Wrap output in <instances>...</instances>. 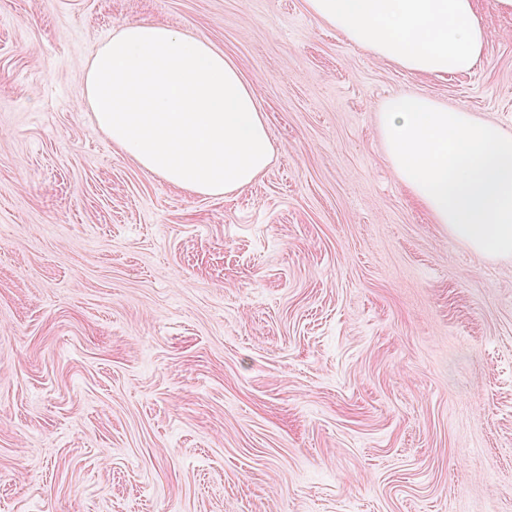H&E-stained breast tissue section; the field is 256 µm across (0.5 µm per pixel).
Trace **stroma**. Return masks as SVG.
<instances>
[{
    "instance_id": "1",
    "label": "stroma",
    "mask_w": 512,
    "mask_h": 512,
    "mask_svg": "<svg viewBox=\"0 0 512 512\" xmlns=\"http://www.w3.org/2000/svg\"><path fill=\"white\" fill-rule=\"evenodd\" d=\"M444 78L304 0H0V512H512V258L435 223L377 114L512 132V15ZM158 21L255 89L252 184L188 193L100 131L96 50Z\"/></svg>"
}]
</instances>
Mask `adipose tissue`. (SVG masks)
Listing matches in <instances>:
<instances>
[{
  "label": "adipose tissue",
  "instance_id": "1",
  "mask_svg": "<svg viewBox=\"0 0 512 512\" xmlns=\"http://www.w3.org/2000/svg\"><path fill=\"white\" fill-rule=\"evenodd\" d=\"M348 42L417 74L483 60L475 0H305ZM84 96L98 126L139 166L191 194L251 184L273 149L255 90L223 52L154 21L127 23L96 51Z\"/></svg>",
  "mask_w": 512,
  "mask_h": 512
}]
</instances>
